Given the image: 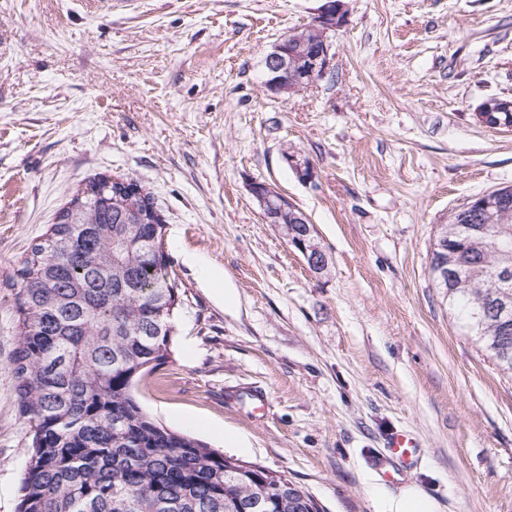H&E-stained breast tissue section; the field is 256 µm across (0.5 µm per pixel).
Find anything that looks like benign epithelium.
Returning a JSON list of instances; mask_svg holds the SVG:
<instances>
[{"label":"benign epithelium","instance_id":"7a95c632","mask_svg":"<svg viewBox=\"0 0 512 512\" xmlns=\"http://www.w3.org/2000/svg\"><path fill=\"white\" fill-rule=\"evenodd\" d=\"M348 5L346 0H325L312 21L307 25L311 41L302 40L298 43L302 50L301 67L293 68L288 58V44L292 43L289 35L280 38L267 53L264 59L266 71L265 88L268 92L285 101L305 91L318 78L326 75L333 66L334 54L330 34L343 27L347 21ZM299 179L310 181L315 177L312 164L300 160L293 154L285 156ZM249 191L263 211L267 224H283L292 222L299 224L305 216L296 213V206L284 194L276 191L267 183L252 182ZM481 209L508 210L512 208V194L506 191L488 194L478 198ZM292 244L302 252L311 271L320 273L327 262L323 259L319 247L307 238V235L296 237Z\"/></svg>","mask_w":512,"mask_h":512}]
</instances>
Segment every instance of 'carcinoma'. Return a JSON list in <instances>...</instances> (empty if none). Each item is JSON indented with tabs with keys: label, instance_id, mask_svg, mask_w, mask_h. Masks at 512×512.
Here are the masks:
<instances>
[{
	"label": "carcinoma",
	"instance_id": "1",
	"mask_svg": "<svg viewBox=\"0 0 512 512\" xmlns=\"http://www.w3.org/2000/svg\"><path fill=\"white\" fill-rule=\"evenodd\" d=\"M86 222H58L7 280L17 288L9 368L30 447L18 512H270L308 496L284 476L234 479L224 453L154 419L142 379L173 356L178 285L168 273L165 219L150 192L112 184L82 198ZM459 271L443 289L468 334L512 375V211L441 227Z\"/></svg>",
	"mask_w": 512,
	"mask_h": 512
}]
</instances>
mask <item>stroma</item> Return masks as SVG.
Listing matches in <instances>:
<instances>
[{
  "label": "stroma",
  "instance_id": "stroma-1",
  "mask_svg": "<svg viewBox=\"0 0 512 512\" xmlns=\"http://www.w3.org/2000/svg\"><path fill=\"white\" fill-rule=\"evenodd\" d=\"M347 3L332 74L286 102L265 56L321 0H0V512L29 446L5 278L100 174L151 193L182 286L174 356L138 385L155 419L219 450L234 433L231 456L321 512L409 483L439 512H512V378L429 272L439 224L512 184V130L475 117L512 98V0ZM254 181L305 213L327 271L265 223ZM400 430L421 455L391 483L375 461Z\"/></svg>",
  "mask_w": 512,
  "mask_h": 512
}]
</instances>
